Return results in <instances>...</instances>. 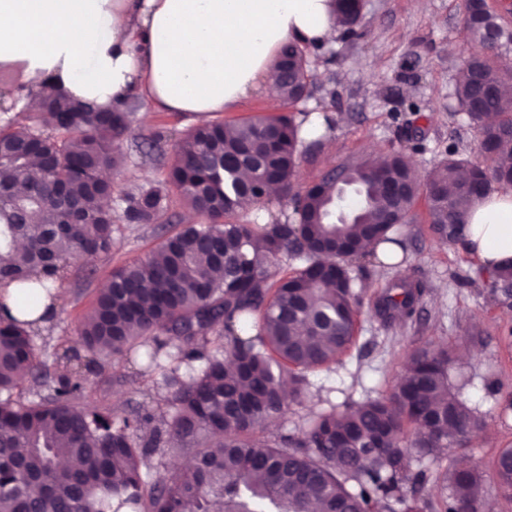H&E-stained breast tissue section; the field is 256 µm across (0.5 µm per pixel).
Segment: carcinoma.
Instances as JSON below:
<instances>
[{
  "mask_svg": "<svg viewBox=\"0 0 512 512\" xmlns=\"http://www.w3.org/2000/svg\"><path fill=\"white\" fill-rule=\"evenodd\" d=\"M343 33L359 37L364 0H335ZM462 21L486 53L463 64L454 84L460 111L477 133L478 159L452 156L422 184L400 152L342 165L336 183L322 176L294 191L300 163L320 145L291 113L221 120L191 128L162 182L122 197L132 224H159L173 188L203 218L164 237L161 261L112 272L114 287L95 297L78 334L104 359L143 358L167 394L155 406L92 410L76 405L78 372L56 375L44 357L40 319L0 318V512H423L421 493L445 490L441 512H481L477 466L432 470V460L461 448L483 419L450 382L448 347L426 343L390 391L304 418L293 430L259 437L309 393V373L353 345L366 268L424 197L441 241L463 240L473 205L498 187L512 189V104L500 88L512 69L498 60L503 28L486 0H467ZM292 106L313 95L305 48L285 45L275 63ZM134 101L116 112L82 111L44 93L28 125L0 124V279L20 288L26 314L45 301L80 259L109 257L116 213L101 200L99 177L124 161ZM489 113L496 115L485 123ZM37 157L41 174L28 175ZM296 222L246 224L259 205L242 194L255 163ZM491 294L512 301V264L489 272ZM423 290L400 278L373 306L385 326L409 316ZM291 389L282 390L283 377ZM189 456V470L164 482L151 469ZM512 492V448L493 459Z\"/></svg>",
  "mask_w": 512,
  "mask_h": 512,
  "instance_id": "obj_1",
  "label": "carcinoma"
}]
</instances>
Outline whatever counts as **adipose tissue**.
Wrapping results in <instances>:
<instances>
[{
	"instance_id": "obj_1",
	"label": "adipose tissue",
	"mask_w": 512,
	"mask_h": 512,
	"mask_svg": "<svg viewBox=\"0 0 512 512\" xmlns=\"http://www.w3.org/2000/svg\"><path fill=\"white\" fill-rule=\"evenodd\" d=\"M340 29L333 0H0V70L28 85L19 122L48 88L98 110L137 94L203 122L258 88L278 109L272 58ZM464 243L485 269L512 264L511 192L474 205Z\"/></svg>"
}]
</instances>
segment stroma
Instances as JSON below:
<instances>
[{
	"instance_id": "1",
	"label": "stroma",
	"mask_w": 512,
	"mask_h": 512,
	"mask_svg": "<svg viewBox=\"0 0 512 512\" xmlns=\"http://www.w3.org/2000/svg\"><path fill=\"white\" fill-rule=\"evenodd\" d=\"M463 0H365L363 35L336 38L330 45L307 47L315 76L312 98L281 112L328 113L333 125L321 151L303 161L295 178L304 190L329 169L361 157L404 152L419 178L448 154L475 159L476 140L452 95L463 57L478 44L458 43L463 28ZM124 150L127 159L112 172L116 194L161 182L172 163L190 116L154 111L139 99ZM165 137L163 162L148 155L155 133ZM170 224L121 223L111 257L89 261L90 276H70L61 288L65 297L49 347H78L77 329L102 282L114 267L152 257L161 236L184 224L187 209L174 200ZM404 261L400 267L373 268L363 285L367 296L383 291L393 280L418 284L423 296L412 317L383 326L371 305H363L355 344L336 364L310 375L313 394L291 405L276 421L290 429L307 413L323 409L317 391L331 389V399L364 402L382 397L403 373L410 352L420 342L447 344L454 356L451 382L469 407L480 414L484 428L456 450L457 462L484 472L482 501L495 512H512V497L499 487L491 461L499 449L512 447V316L505 303L489 293L487 272L471 258L463 243L441 242L429 227L424 201H417L402 229ZM160 380L141 376L137 364L108 359L86 372L84 397L78 405L137 406L163 394Z\"/></svg>"
}]
</instances>
